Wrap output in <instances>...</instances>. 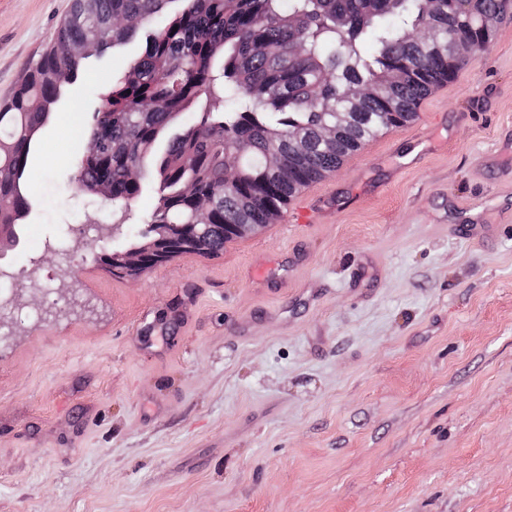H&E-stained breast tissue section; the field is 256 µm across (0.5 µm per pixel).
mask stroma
Wrapping results in <instances>:
<instances>
[{"label": "stroma", "instance_id": "35a3bbf8", "mask_svg": "<svg viewBox=\"0 0 512 512\" xmlns=\"http://www.w3.org/2000/svg\"><path fill=\"white\" fill-rule=\"evenodd\" d=\"M73 0H0V104ZM86 60L0 266V512H512V16L416 126L314 183L312 224L135 279L69 225Z\"/></svg>", "mask_w": 512, "mask_h": 512}]
</instances>
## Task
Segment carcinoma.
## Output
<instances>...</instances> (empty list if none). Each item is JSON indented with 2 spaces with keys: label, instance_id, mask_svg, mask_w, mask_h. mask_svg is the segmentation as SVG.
Returning <instances> with one entry per match:
<instances>
[{
  "label": "carcinoma",
  "instance_id": "obj_1",
  "mask_svg": "<svg viewBox=\"0 0 512 512\" xmlns=\"http://www.w3.org/2000/svg\"><path fill=\"white\" fill-rule=\"evenodd\" d=\"M77 0L46 50L0 107V233L23 223V192L38 134L75 82L84 57L138 43L128 68L92 90L100 106L84 136L80 191L107 189L112 223L144 191L129 169L157 181V202L129 227V248L158 228L197 232L216 255L228 224H269L288 198L377 135L416 116L434 86L479 61L485 18L512 0ZM473 38L457 55L448 36ZM370 43L372 52L364 51ZM344 113L327 142L324 125Z\"/></svg>",
  "mask_w": 512,
  "mask_h": 512
}]
</instances>
